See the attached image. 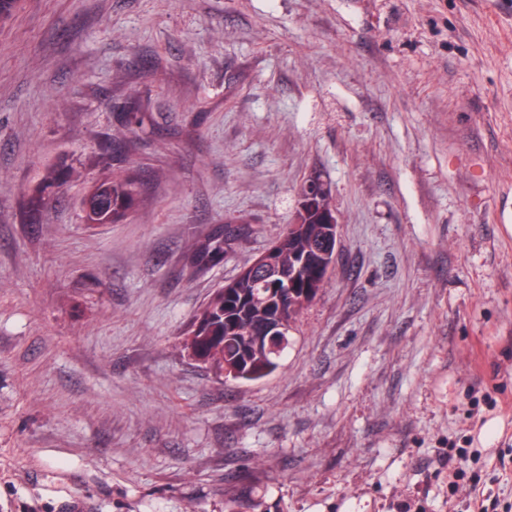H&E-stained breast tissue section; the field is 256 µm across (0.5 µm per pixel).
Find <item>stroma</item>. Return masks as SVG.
Returning <instances> with one entry per match:
<instances>
[{
  "instance_id": "35a3bbf8",
  "label": "stroma",
  "mask_w": 512,
  "mask_h": 512,
  "mask_svg": "<svg viewBox=\"0 0 512 512\" xmlns=\"http://www.w3.org/2000/svg\"><path fill=\"white\" fill-rule=\"evenodd\" d=\"M131 105L138 201L85 224ZM314 173L328 282L275 372L225 379L184 333ZM227 221L252 235L187 267ZM494 399L512 402V0H22L0 22V512H465L436 471L452 442L504 508Z\"/></svg>"
}]
</instances>
